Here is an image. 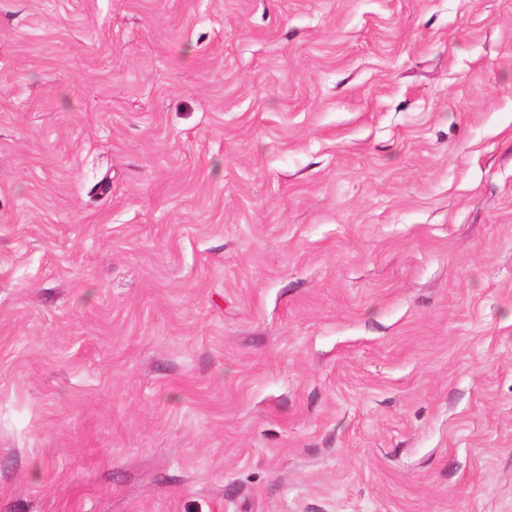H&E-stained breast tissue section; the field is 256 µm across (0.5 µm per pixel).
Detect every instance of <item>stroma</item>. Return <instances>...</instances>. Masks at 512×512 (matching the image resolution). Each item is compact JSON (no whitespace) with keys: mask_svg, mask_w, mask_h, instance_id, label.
Masks as SVG:
<instances>
[{"mask_svg":"<svg viewBox=\"0 0 512 512\" xmlns=\"http://www.w3.org/2000/svg\"><path fill=\"white\" fill-rule=\"evenodd\" d=\"M0 512H512V0H0Z\"/></svg>","mask_w":512,"mask_h":512,"instance_id":"stroma-1","label":"stroma"}]
</instances>
